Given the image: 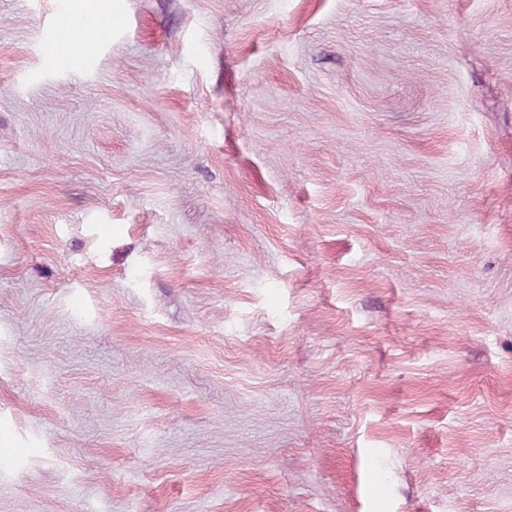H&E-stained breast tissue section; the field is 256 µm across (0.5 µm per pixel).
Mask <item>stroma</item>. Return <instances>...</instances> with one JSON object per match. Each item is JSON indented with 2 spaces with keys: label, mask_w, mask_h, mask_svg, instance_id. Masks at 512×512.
I'll use <instances>...</instances> for the list:
<instances>
[{
  "label": "stroma",
  "mask_w": 512,
  "mask_h": 512,
  "mask_svg": "<svg viewBox=\"0 0 512 512\" xmlns=\"http://www.w3.org/2000/svg\"><path fill=\"white\" fill-rule=\"evenodd\" d=\"M0 0V512H512V0ZM75 34H73L72 39L70 41L69 48V31H62L60 34L56 35L54 38L50 39L43 46L44 55L51 60V62L58 67H67L69 64V58L72 68H75V53H76V44L79 42L75 40ZM68 49L70 54L68 55Z\"/></svg>",
  "instance_id": "1"
}]
</instances>
